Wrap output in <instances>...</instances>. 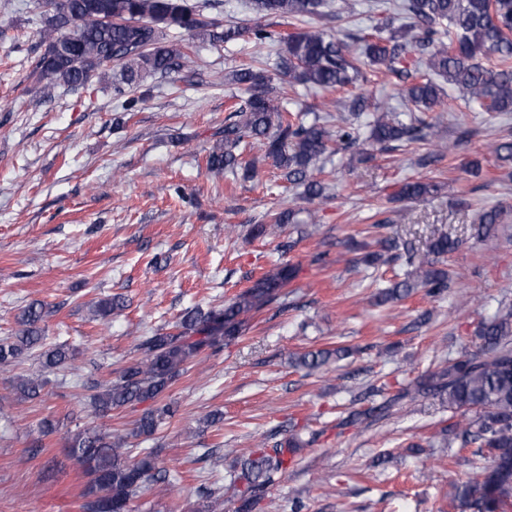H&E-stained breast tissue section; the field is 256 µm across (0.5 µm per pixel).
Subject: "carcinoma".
Returning a JSON list of instances; mask_svg holds the SVG:
<instances>
[{
    "mask_svg": "<svg viewBox=\"0 0 512 512\" xmlns=\"http://www.w3.org/2000/svg\"><path fill=\"white\" fill-rule=\"evenodd\" d=\"M319 6L320 0H253V9L264 17L299 19L316 14ZM399 8L408 22L396 27L393 17H381L371 32L357 37L360 48L354 52L344 40L317 28L283 35L262 25L224 26L217 19H206L189 0H62L61 8L43 11L40 36L46 49L33 72L50 93L58 87L75 91L106 83L118 67L122 82L136 89L148 77L172 79L193 63L190 44L170 38L173 31L212 44L245 36L259 44L279 42L283 45L276 62L279 84H272L266 71L252 62L224 75V82L238 85L245 97L224 122V139L213 147L206 166L233 176L241 169L247 175L254 162L243 161L242 155L257 142L281 177L291 185L304 186L305 198L313 201L327 189L315 174V165L331 144L341 150L358 145L359 107L367 100L364 86L370 72L394 78L398 94L417 112H431L439 103L440 79L462 93L467 104L476 103L486 112H512V0H402ZM297 84L347 95L349 112L338 119L335 131L326 129L313 107L307 110L312 115L308 122L287 109L284 101ZM436 137V125L418 116H410L406 123L389 107L375 108L371 141L382 150L395 142ZM438 190L436 183L417 180L399 185L395 195L420 200ZM291 215V211L276 213L270 224H253L249 236L265 237L289 222ZM501 216L495 206L483 210L477 234L489 235ZM456 245L442 233L426 250L408 251L410 272L384 289L383 299L400 301L418 288L432 296L448 292L452 288L448 272L437 263ZM391 248V238L381 239L379 249L355 258L354 268L367 270L392 261ZM297 273L298 267L288 263L227 304L188 311L178 332L143 337L139 349L144 357L122 368L115 378L81 379L77 386L89 394L92 408L103 416L158 398L188 363L219 348L224 338L238 335L244 317L270 301ZM124 308V298L116 295L99 301L95 314L106 317ZM44 317L41 303L21 311L18 331L0 342V367L16 366L39 351ZM475 336L479 351L466 352L416 378L381 409L412 406L428 395L448 404L455 421L440 427L438 434L447 444L456 441L459 450L490 463L481 481L456 489L453 508L507 512L512 508V305L482 323ZM333 354L339 356L341 350L309 351L296 363L313 372ZM71 357L65 343L39 351L38 370L15 376L12 390L23 400L38 398L46 384L45 373L63 369ZM176 411L171 402L147 410L132 435L154 433ZM128 438L127 433L85 428L69 441L71 454L90 476L83 512H131L135 494L162 474L153 452L131 456ZM298 447L296 434L271 446L262 441L230 465L229 487L237 499L236 512H254Z\"/></svg>",
    "mask_w": 512,
    "mask_h": 512,
    "instance_id": "obj_1",
    "label": "carcinoma"
}]
</instances>
